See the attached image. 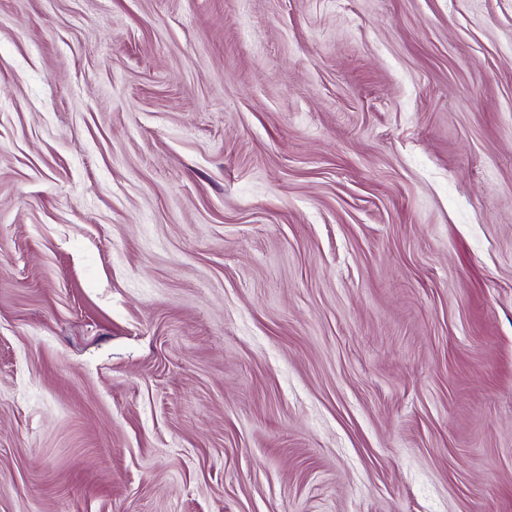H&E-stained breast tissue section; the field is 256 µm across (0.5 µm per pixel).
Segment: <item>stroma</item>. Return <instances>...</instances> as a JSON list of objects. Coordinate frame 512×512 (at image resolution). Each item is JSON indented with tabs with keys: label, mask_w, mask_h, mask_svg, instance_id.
<instances>
[{
	"label": "stroma",
	"mask_w": 512,
	"mask_h": 512,
	"mask_svg": "<svg viewBox=\"0 0 512 512\" xmlns=\"http://www.w3.org/2000/svg\"><path fill=\"white\" fill-rule=\"evenodd\" d=\"M0 512H512V0H0Z\"/></svg>",
	"instance_id": "35a3bbf8"
}]
</instances>
